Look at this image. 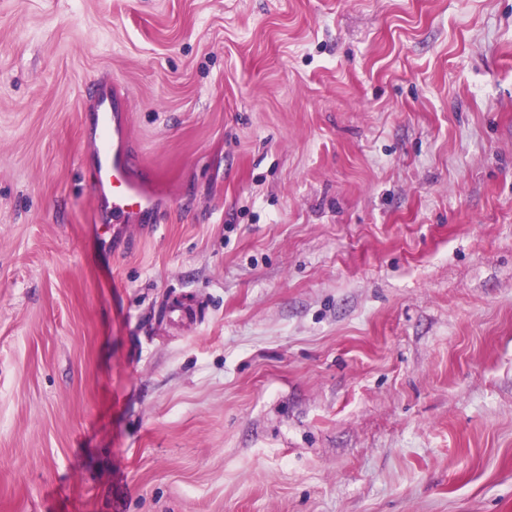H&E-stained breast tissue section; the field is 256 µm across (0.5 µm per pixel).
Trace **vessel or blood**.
Listing matches in <instances>:
<instances>
[{
	"instance_id": "1",
	"label": "vessel or blood",
	"mask_w": 512,
	"mask_h": 512,
	"mask_svg": "<svg viewBox=\"0 0 512 512\" xmlns=\"http://www.w3.org/2000/svg\"><path fill=\"white\" fill-rule=\"evenodd\" d=\"M98 123L99 162L94 188L109 200L113 223L129 224L151 205L144 184L151 181L152 174L146 170L135 173L127 149V129L122 120L113 117L111 97L101 100Z\"/></svg>"
}]
</instances>
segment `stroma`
<instances>
[{
  "label": "stroma",
  "instance_id": "1",
  "mask_svg": "<svg viewBox=\"0 0 512 512\" xmlns=\"http://www.w3.org/2000/svg\"><path fill=\"white\" fill-rule=\"evenodd\" d=\"M0 512H512V0H0ZM97 112L100 127L99 162L94 188L109 200L112 223L129 224L150 208L151 198L144 184L153 177L146 170L135 173L127 149V129L121 119L112 118L110 96L100 101Z\"/></svg>",
  "mask_w": 512,
  "mask_h": 512
}]
</instances>
